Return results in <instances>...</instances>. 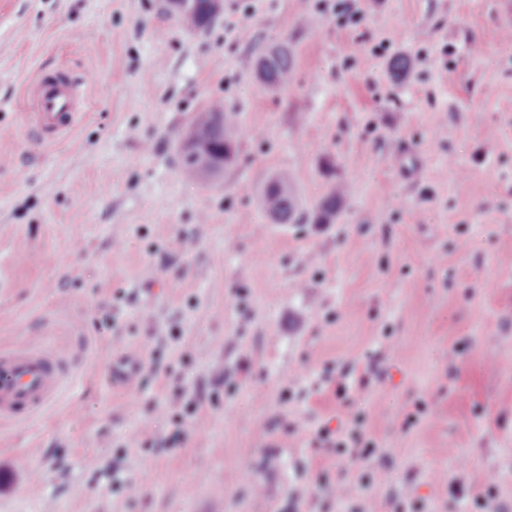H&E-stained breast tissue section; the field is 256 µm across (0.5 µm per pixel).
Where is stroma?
Masks as SVG:
<instances>
[{
  "label": "stroma",
  "mask_w": 512,
  "mask_h": 512,
  "mask_svg": "<svg viewBox=\"0 0 512 512\" xmlns=\"http://www.w3.org/2000/svg\"><path fill=\"white\" fill-rule=\"evenodd\" d=\"M324 2L224 0L201 33L163 0H0V349L68 375L0 428V512H316L325 481L329 512H512V0H359L344 28ZM282 40L273 93L252 62ZM59 74L84 117L47 146L27 87ZM216 100L237 163L186 180ZM283 168L307 212L349 183L334 223L272 224ZM125 351L202 393L178 447L171 388L113 387ZM355 412L368 461L312 446ZM294 54L288 41L269 45L256 58L254 70L257 80L270 91H283L292 80Z\"/></svg>",
  "instance_id": "stroma-1"
}]
</instances>
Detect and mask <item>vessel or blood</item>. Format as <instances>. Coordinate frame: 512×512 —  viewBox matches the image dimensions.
I'll return each instance as SVG.
<instances>
[{"mask_svg":"<svg viewBox=\"0 0 512 512\" xmlns=\"http://www.w3.org/2000/svg\"><path fill=\"white\" fill-rule=\"evenodd\" d=\"M36 125L52 140L64 138L81 120L82 83L71 78H44L32 92ZM138 369L134 355L114 359L109 367L113 385L130 382ZM64 374L53 356L28 341L0 351V421L32 417L59 393Z\"/></svg>","mask_w":512,"mask_h":512,"instance_id":"obj_1","label":"vessel or blood"}]
</instances>
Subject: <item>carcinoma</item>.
I'll use <instances>...</instances> for the list:
<instances>
[{"label": "carcinoma", "mask_w": 512, "mask_h": 512, "mask_svg": "<svg viewBox=\"0 0 512 512\" xmlns=\"http://www.w3.org/2000/svg\"><path fill=\"white\" fill-rule=\"evenodd\" d=\"M180 23L189 30H204L218 16L212 11L211 0H195L176 11ZM294 54L286 41L269 45L256 58L257 80L270 91H283L292 80ZM191 129L194 139L203 142L198 149L182 139L178 143L182 174L191 180H214L234 167L239 151V121L237 113L213 102L195 117ZM347 189L332 184L328 193L317 203L312 215L314 224H331L342 209ZM261 200L276 224H294L300 220L299 203L293 189L290 172L281 170L269 176L261 187Z\"/></svg>", "instance_id": "1"}]
</instances>
